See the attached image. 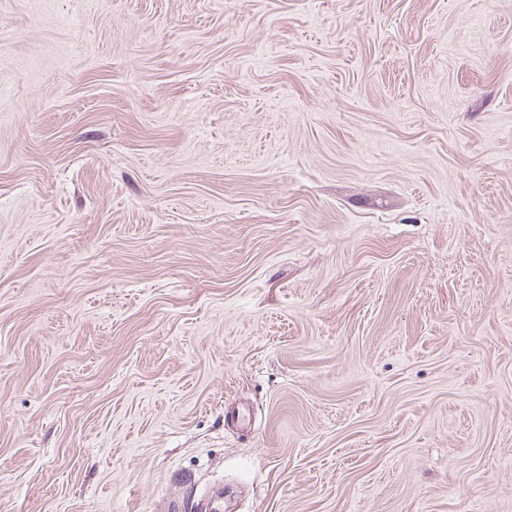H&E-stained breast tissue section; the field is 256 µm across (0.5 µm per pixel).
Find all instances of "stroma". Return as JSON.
Listing matches in <instances>:
<instances>
[{
    "mask_svg": "<svg viewBox=\"0 0 512 512\" xmlns=\"http://www.w3.org/2000/svg\"><path fill=\"white\" fill-rule=\"evenodd\" d=\"M512 512V0H0V512Z\"/></svg>",
    "mask_w": 512,
    "mask_h": 512,
    "instance_id": "1",
    "label": "stroma"
}]
</instances>
